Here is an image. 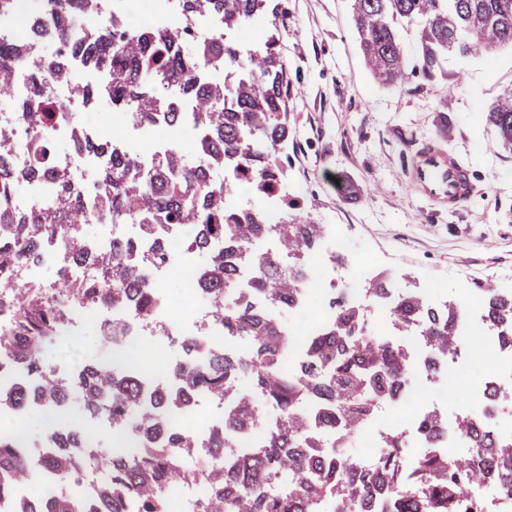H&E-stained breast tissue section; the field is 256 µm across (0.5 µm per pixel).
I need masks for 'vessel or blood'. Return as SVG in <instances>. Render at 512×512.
Listing matches in <instances>:
<instances>
[{"label": "vessel or blood", "instance_id": "obj_1", "mask_svg": "<svg viewBox=\"0 0 512 512\" xmlns=\"http://www.w3.org/2000/svg\"><path fill=\"white\" fill-rule=\"evenodd\" d=\"M408 184L420 198L443 208H454L472 191L468 170L441 147L429 143L412 158Z\"/></svg>", "mask_w": 512, "mask_h": 512}]
</instances>
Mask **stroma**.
I'll list each match as a JSON object with an SVG mask.
<instances>
[{
	"instance_id": "stroma-1",
	"label": "stroma",
	"mask_w": 512,
	"mask_h": 512,
	"mask_svg": "<svg viewBox=\"0 0 512 512\" xmlns=\"http://www.w3.org/2000/svg\"><path fill=\"white\" fill-rule=\"evenodd\" d=\"M287 29L291 132L288 190L302 189L308 216L323 232H342L345 257L374 261L400 288L424 289L438 302H463L464 287L493 283L512 292V152L484 111L512 88V48L461 59L447 73L380 86L369 73L352 21L351 0H283ZM448 135L439 137V116ZM442 138L474 175V191L456 210L432 206L406 185L415 149ZM98 327L54 338L44 362L71 368L110 360Z\"/></svg>"
}]
</instances>
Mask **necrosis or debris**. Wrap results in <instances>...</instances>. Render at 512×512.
<instances>
[{
  "instance_id": "4bbe7bcc",
  "label": "necrosis or debris",
  "mask_w": 512,
  "mask_h": 512,
  "mask_svg": "<svg viewBox=\"0 0 512 512\" xmlns=\"http://www.w3.org/2000/svg\"><path fill=\"white\" fill-rule=\"evenodd\" d=\"M54 0H5L0 5V46L24 44V55L11 62L13 94L9 101L0 100V127L17 128L16 101L27 99L30 91L32 60H54L61 49L55 30ZM121 19L129 29L146 25L157 29L175 27L189 30L199 41L222 34L224 24L220 17L208 13L182 14L172 0H150L142 20H134L131 0H97L88 25L75 29L73 39L83 40L91 32L108 29L113 19ZM52 97L58 107L51 118L36 135L19 133L12 157L18 167L24 168L34 160L32 142L46 146L51 164L64 171L72 182L84 180L85 171L97 167L95 157L72 150L71 140L80 134L96 132V125L86 122L85 116L93 109L92 103L75 98L71 86L58 82L52 86ZM112 125L121 139L139 157L142 164H150L157 155L176 147L193 150L199 132L191 123L171 125L164 122L144 126L132 119L129 113L116 112ZM321 254L313 260L310 273L304 278V293L293 312L298 317L297 328L289 332V349L284 359L288 371H295L306 350L310 336L318 331L331 317L330 301L336 292L337 253L335 244H322ZM198 265L193 259L177 264L149 267L147 279L158 295L157 308L145 318L131 316L128 311L106 307L97 300L84 298L72 303L67 335H80L85 327L94 322H107L116 333L111 338L113 349L126 350L131 339H139L161 349L162 364L146 367L139 360L129 364V371L140 380L145 391L166 385L167 373L185 365L184 340L189 336H206L210 339V350L228 358L241 357L246 349L245 339L228 336L222 322L218 321L211 302L196 280ZM172 278L179 279L184 286V300L173 304L163 285ZM465 321L457 332L458 350L451 355H439L430 350L424 341L421 328L409 329L401 347L407 354L408 366L405 381L401 385L398 405L380 403L372 417L361 424L358 431L362 452L358 461L371 467L389 453L386 446L392 434H399L406 449L401 460L407 471L418 470L427 450L439 453L454 451L463 453L467 444L450 424H443L436 436H429L419 428L422 416L435 412L439 402L433 391L443 377L460 370L468 360L471 342L480 339L488 349L491 360L482 381L467 387L464 397L480 401L484 408L486 425L496 429L512 427V348L501 347L496 331L481 318L483 300L480 293L466 291ZM226 404L223 399L207 392H197L191 401L180 406H160L157 417L170 431L190 436L187 448L172 449L171 454L185 473L175 492V512H202V485L197 478L200 468H217L218 463L207 452L210 429L224 417ZM40 412L46 427L44 447L55 445V438L62 432L77 429H96L110 438L123 436V429L113 426L107 414L94 418H66L63 403L51 405L40 401L20 408L0 407V438L15 434L30 412Z\"/></svg>"
}]
</instances>
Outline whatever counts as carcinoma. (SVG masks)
I'll return each mask as SVG.
<instances>
[{"mask_svg": "<svg viewBox=\"0 0 512 512\" xmlns=\"http://www.w3.org/2000/svg\"><path fill=\"white\" fill-rule=\"evenodd\" d=\"M178 2L187 14L221 16L229 33L263 20L265 35L258 46L243 48L226 38L197 42L176 29L130 31L114 22L112 31L74 42L68 33L86 21L91 0H55L58 32L69 51L57 64L34 67L31 96L37 111L24 102L20 119L31 131L51 119L56 103L47 98L48 83L64 77L68 65L79 61L102 73L105 83L76 84V95L91 103L106 97L114 111H130L148 124L191 119L199 130L194 156L204 163H191L186 153L174 148L143 174L136 157L112 139L84 137L72 148L104 159L96 182L88 188L51 171L48 152L40 144L35 151L41 162L16 170L11 161L15 133L0 128V306L16 313L13 337L0 341V349L10 351L24 371L41 377L42 401L63 400L73 387L83 394L89 415L107 410L112 422L123 427L137 418L134 432L143 442L137 451L120 452L108 460L97 495L87 501L65 491L85 465V436L62 435L44 462L57 480L56 490L33 512H122L131 502L139 512H163V503L184 478L166 449L151 445L161 427L143 402L138 383L89 359L66 384L44 377L39 360L42 342L67 320L69 300L94 297L135 316L148 315L153 293L145 281L146 268L172 258L171 227L189 228L190 252L207 256L198 279L226 335L249 340L244 363L252 388L238 391L239 360L215 355L205 365L192 363L176 371L181 387L165 393V402L175 406L195 389L216 397L233 396L223 424L210 431L212 455L224 454L225 439L233 431L252 427L253 394L263 395L278 409L259 450L226 459L221 473L203 477L204 512H313L321 497L339 501L345 512L350 507L346 496L362 501L365 512H456L463 491L491 475L512 487V442L482 426L476 414L458 424L459 433L471 443L469 454L430 451L413 473L402 468L397 452L365 469L336 450L337 436L365 420L379 401L397 396L407 360L395 342L368 336L360 309L339 294L332 319L309 338L300 369L284 371L288 340L272 310L289 309L302 295V274L316 253L321 225L309 220L297 204L286 207L278 224L268 223L259 207H230L224 182L214 178L219 170L243 171L248 174L245 188L257 197L286 178L280 147L289 134L288 64L277 45L288 13L278 0ZM351 2L365 63L381 85L402 84L418 72L428 79L441 75L450 53L478 57L512 47V0ZM403 24L418 27L412 61L399 39L398 26ZM20 51L18 45L0 48V99L12 95L8 61ZM209 65L234 69L238 75L229 86L204 87L198 72ZM171 80L179 83L182 97L166 102L161 84ZM486 121L503 148L512 152V91L490 106ZM49 174L57 180L65 209L13 208L6 188L20 179L30 182ZM102 218L138 224L140 235L95 249L81 226ZM270 238L276 241V251L254 249L256 242ZM49 243L65 253L66 265L92 269L95 277L78 279L61 271L55 298L36 287H14L13 269L39 262ZM245 269L255 275L243 286L240 277ZM463 316L462 305L448 301L432 306L417 291L402 293L395 305L396 328L422 326L435 353L456 350ZM485 316L497 330L499 343L512 348V296L485 289ZM29 475L19 440L0 439V493Z\"/></svg>", "mask_w": 512, "mask_h": 512, "instance_id": "1", "label": "carcinoma"}]
</instances>
